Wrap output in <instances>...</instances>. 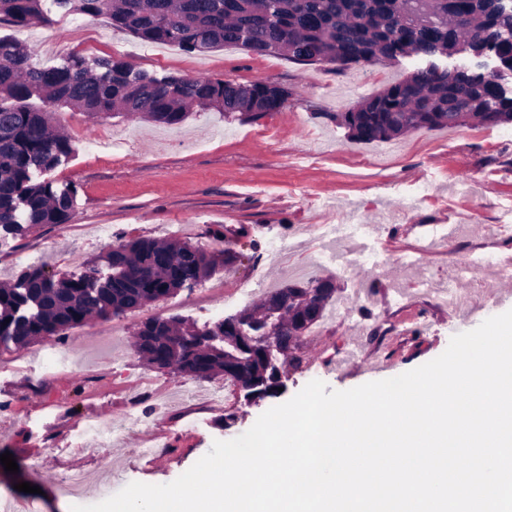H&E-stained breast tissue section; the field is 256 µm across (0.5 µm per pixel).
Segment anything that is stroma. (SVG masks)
<instances>
[{"mask_svg": "<svg viewBox=\"0 0 512 512\" xmlns=\"http://www.w3.org/2000/svg\"><path fill=\"white\" fill-rule=\"evenodd\" d=\"M52 18L48 25L0 29V36L30 46L40 65L69 53L114 56L160 75L268 78L292 96L287 108L256 120L197 109L175 128L137 115L94 121L63 109L64 132L78 151L41 178L77 188L73 219L1 238L0 282H14L31 264L77 277L108 245L137 237L176 238L209 251L228 239L257 257L140 311L93 318L20 349L0 347V454L12 453L19 467L15 473L0 467V498L24 500L17 486L28 482L40 487L43 512H70L57 488L74 469L90 487L106 485L114 494L132 482L167 484L214 441L243 434L268 410L265 402H213L209 393L222 378L198 380L147 365L134 347L147 319L212 326L271 289L300 283L295 269L305 264L312 276L333 280L337 295L367 289L376 329H362L355 319L318 322L306 338V364L287 382L291 396L316 377L332 391L400 375L440 356L452 336L485 320L483 300L464 317L435 306L422 282L446 279L449 263L489 245L490 226L512 205V125L421 129L390 141L355 142L337 125V114L404 79L416 59L339 71L237 46L196 55L143 43L104 17L56 12ZM433 224L451 231L450 242L423 259V277H405L397 257L412 253L420 231ZM336 228L375 253L377 266L343 274L317 263ZM399 282L407 297L396 302L390 290ZM354 338L364 356L342 364ZM54 346L62 358L50 367L43 355ZM99 418L119 429L107 449L88 428ZM155 438L156 454L140 455L139 446ZM111 456L125 465L117 482L105 469Z\"/></svg>", "mask_w": 512, "mask_h": 512, "instance_id": "obj_1", "label": "stroma"}]
</instances>
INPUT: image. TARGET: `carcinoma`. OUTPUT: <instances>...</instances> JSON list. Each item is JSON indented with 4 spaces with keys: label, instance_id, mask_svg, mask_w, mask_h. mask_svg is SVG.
I'll return each mask as SVG.
<instances>
[{
    "label": "carcinoma",
    "instance_id": "carcinoma-1",
    "mask_svg": "<svg viewBox=\"0 0 512 512\" xmlns=\"http://www.w3.org/2000/svg\"><path fill=\"white\" fill-rule=\"evenodd\" d=\"M65 14L105 16L112 27L143 43L178 46L205 54L240 46L255 55L280 54L302 63L347 67L360 62L415 57L419 65L341 116L360 142L388 141L413 130L453 128L477 119L484 126L512 124V91L478 71L450 79L438 73L443 53L469 45L512 56V15L501 17L493 0H0V28L52 22L46 2ZM291 92L257 79L151 74L114 58L70 53L57 64L32 62L30 50L0 39V237L18 236L43 224H68L76 205L74 187L36 182L76 153L74 142L53 130L54 114L76 108L96 120L122 112L164 125L186 121L190 110L236 112L258 119L286 107ZM244 258L231 247L207 252L188 242L136 238L111 245L103 259L111 274L94 265L78 278H57L41 266L23 270L0 288V346L23 348L93 317H120L196 283L218 266ZM300 286L271 291L248 310L252 347L224 341V323L200 330L178 319L151 318L137 331L136 351L158 370L207 380L221 375L236 388L277 398L283 365L304 360L269 358L260 345L268 319L279 326V344L304 343L297 317L313 309L324 317L333 293Z\"/></svg>",
    "mask_w": 512,
    "mask_h": 512
}]
</instances>
